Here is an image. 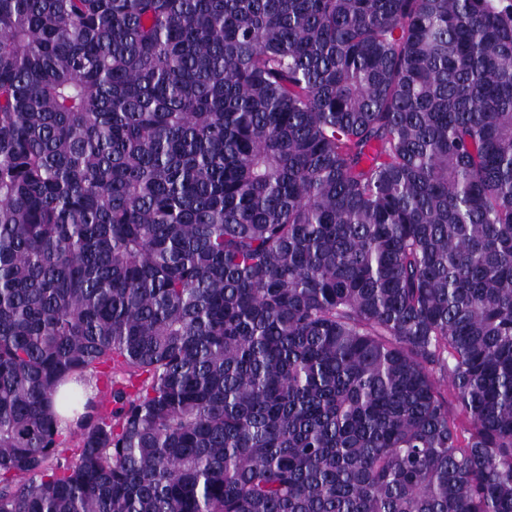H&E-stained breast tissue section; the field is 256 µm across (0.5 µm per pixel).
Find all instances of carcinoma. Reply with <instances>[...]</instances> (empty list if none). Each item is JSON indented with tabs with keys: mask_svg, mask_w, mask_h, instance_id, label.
I'll return each instance as SVG.
<instances>
[{
	"mask_svg": "<svg viewBox=\"0 0 512 512\" xmlns=\"http://www.w3.org/2000/svg\"><path fill=\"white\" fill-rule=\"evenodd\" d=\"M0 512H512V0H0Z\"/></svg>",
	"mask_w": 512,
	"mask_h": 512,
	"instance_id": "carcinoma-1",
	"label": "carcinoma"
}]
</instances>
